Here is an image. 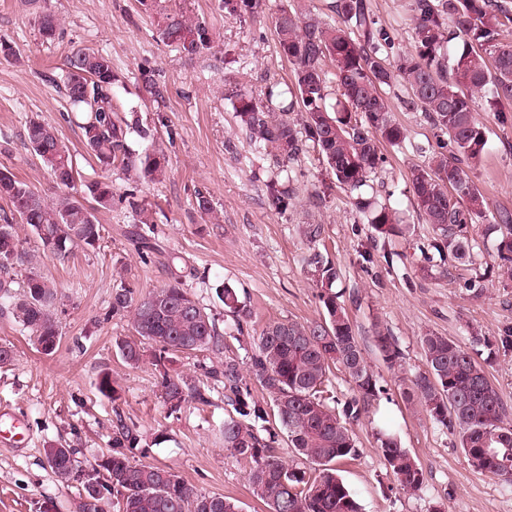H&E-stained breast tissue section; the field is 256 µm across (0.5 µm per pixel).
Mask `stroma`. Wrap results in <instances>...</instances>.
<instances>
[{"label": "stroma", "mask_w": 512, "mask_h": 512, "mask_svg": "<svg viewBox=\"0 0 512 512\" xmlns=\"http://www.w3.org/2000/svg\"><path fill=\"white\" fill-rule=\"evenodd\" d=\"M208 24L214 47L195 59L181 56L162 42L153 15L139 0H0V38L13 46L15 57L0 55V168L27 181L44 197L54 195L48 171L24 140L30 119L53 124L69 146L82 182L110 180L116 193L129 186L120 170H101L88 154L58 76L71 46L106 52L119 77L114 103L123 113H136L153 134V141H127L140 153L146 146L162 150L169 161L164 177L138 184L137 198L152 210L151 235L157 249L141 256L130 235L134 215L116 207L99 212L103 226L97 248L75 246L65 260L40 256V246L27 227L19 234L23 248L39 254L36 266L16 265L24 278L29 270L55 282L60 298L62 335L56 350L39 352L22 333L7 308L0 307V344L12 345L13 361L0 367V423L11 419L26 425L23 435L0 439V512H78L76 485L58 480L44 457L51 444L75 448L82 465H90L112 449L118 422L135 426L144 449L135 459L171 468L197 491L237 500L242 512H266L251 492L249 465L226 457L224 418L229 408L223 386L210 384L207 403L187 401L168 414L160 397L158 374L150 362L127 364L113 347L117 336L133 329L127 319L106 318L112 291L128 285L145 294L170 281L173 262L194 267L186 288L212 312L220 327L232 320L215 295L226 284L238 292L251 311L245 333L226 338L222 350L179 357L171 373L204 378L225 356H236L244 377H251L254 339L272 321H313L320 317L319 289L302 264L308 245L302 224L325 226L323 245L341 270L334 289L340 292L365 348V357L387 389L374 416L354 425L355 459L340 466L341 475L358 499L362 512H512V486L468 465L457 438L436 424L420 403L405 402L401 379L424 371L420 338L432 331L472 348L487 361L490 379L512 424V350L500 336L512 331V279L488 277L494 240L486 238L473 265L448 275L422 278L421 250L429 227L414 212L410 179L415 167L427 165L429 144L437 130L424 113L408 103L405 89L388 94V105L407 130L406 142L385 148V168L374 185L379 201L404 213L410 229L387 243L364 224L353 199L337 184L328 166L309 156L291 166L294 195L287 209L269 205L265 184L273 171L269 158L250 146L233 103L225 99V84L238 85L255 100L266 98L268 86L293 79V67L280 53L272 21L290 0H259L253 13L233 16L218 0H163ZM370 9L390 31L397 49L410 48V0H368ZM48 10L61 21V35L43 42L34 25L35 11ZM153 70L167 93L159 102L143 97L140 71ZM485 128L487 151L471 178L488 203V216L512 212V103L500 111L475 105ZM236 153H227L226 141ZM209 195L217 223L197 212L196 192ZM320 194L313 207L312 194ZM371 253L365 264L363 253ZM392 261H385V254ZM388 330L403 354L394 370L375 350V329ZM485 341L472 344V329ZM109 374L115 396L98 389L101 374ZM380 429L391 430L402 448L415 456L424 485L416 494L403 492L384 464L376 440Z\"/></svg>", "instance_id": "1"}]
</instances>
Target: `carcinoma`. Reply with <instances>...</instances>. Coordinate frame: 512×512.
Wrapping results in <instances>:
<instances>
[{"label": "carcinoma", "mask_w": 512, "mask_h": 512, "mask_svg": "<svg viewBox=\"0 0 512 512\" xmlns=\"http://www.w3.org/2000/svg\"><path fill=\"white\" fill-rule=\"evenodd\" d=\"M220 5L237 15L253 11L256 0H220ZM153 7L159 37L180 54L193 59L213 48V33L205 21L162 9L156 0ZM333 10L338 19L332 24L295 8L283 9L275 17L280 52L294 72V84L285 93L295 102L259 105L238 89L227 90L228 97L238 101L246 137L283 168L314 152L341 188L357 192L385 162L380 145L397 146L407 138L382 95L384 88L404 84L413 103L444 135L431 164L414 169L411 179L416 209L432 231L430 247L444 273L447 264L473 263L480 244L470 226L484 220L487 207L469 175L487 145L475 102L480 97L495 112L512 102V41L503 37L512 27V12L498 0H412L413 44L397 50L390 32L373 19L367 0H335ZM34 22L42 40H55L60 20L54 13L42 10ZM459 37L462 44L450 59L448 42ZM141 79L146 95L156 102L164 98V86L153 79L151 70L142 69ZM117 81L107 53L74 46L66 55L62 83L68 101L81 112L79 128L87 152L106 169L118 164L128 176L158 179L165 174L166 157L157 151L129 150L131 135L145 140L151 133L136 116H117L112 100ZM332 83L338 98L329 111L325 100ZM24 139L60 194L48 200L9 170L0 169V199L30 227L43 252L64 259L75 244L95 247L102 231L97 213L118 205L130 207L137 223H153L152 214L134 200V194H116L110 181L85 184L80 197L71 193L79 172L51 124L30 120ZM289 183L288 175L267 181L269 202L275 208H288ZM355 206L384 240L406 230L386 204L374 206L358 196ZM492 228L498 232L497 256L512 276V213L501 212ZM324 233L320 223L302 225L310 249L303 262L320 286L322 316L306 323L270 322L255 342L252 373L269 400L254 397L232 357L224 359L221 370L210 372L212 379L224 383V397L232 407L224 419V449L250 460L246 479L267 512H360L337 465L357 455L352 424L374 413L383 386L364 357L345 302L333 291L340 269L316 249ZM25 258L16 225L0 224V300L9 304L15 323L36 348L49 355L61 336L56 285L34 271L15 281L9 269ZM170 275L168 284L140 297L125 285L112 290L110 313L130 316L135 332L133 339L113 341L130 365L148 355L154 366L164 369L175 353L191 355L224 344L214 315L184 288L186 280L196 276L195 269L185 264ZM216 296L237 333L243 334L251 317L247 304L230 286L216 287ZM420 343L425 371L410 380L403 394L418 400L436 423L457 436L470 466L512 485V427L504 425V404L485 367L447 336L428 332ZM373 344L389 367L400 363L401 353L389 332L376 329ZM336 370L353 387V395L344 401L331 390ZM159 384L171 413L190 398L206 402L204 387L187 377L164 371ZM282 434L314 471L287 465L276 455ZM377 441L400 488L421 491L424 476L415 458L387 430L377 432ZM141 443L135 428L120 423L112 452L89 471L73 448L50 446L44 454L57 477L78 485L80 512H102L101 503L109 498L115 499L117 512H240L231 498L199 492L170 468L133 460Z\"/></svg>", "instance_id": "1"}]
</instances>
